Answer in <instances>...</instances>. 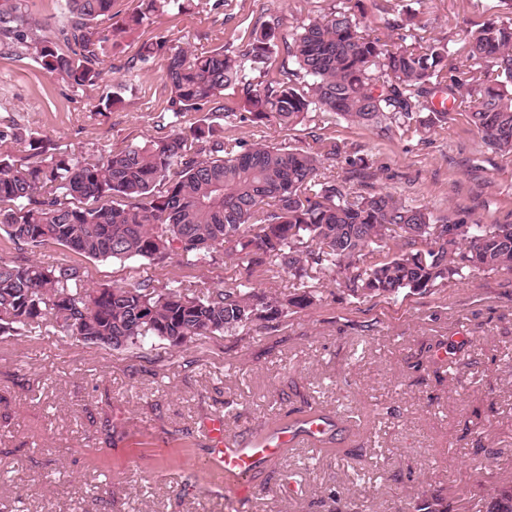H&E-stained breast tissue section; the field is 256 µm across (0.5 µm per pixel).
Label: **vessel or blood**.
Returning a JSON list of instances; mask_svg holds the SVG:
<instances>
[{
    "label": "vessel or blood",
    "mask_w": 512,
    "mask_h": 512,
    "mask_svg": "<svg viewBox=\"0 0 512 512\" xmlns=\"http://www.w3.org/2000/svg\"><path fill=\"white\" fill-rule=\"evenodd\" d=\"M326 428V421L316 415L306 418L299 428L283 429L242 445L225 436L222 419H214L207 425L211 439L209 465L213 470L223 472L225 476L241 478L255 468L277 458L282 449L294 447L306 441H318Z\"/></svg>",
    "instance_id": "vessel-or-blood-1"
}]
</instances>
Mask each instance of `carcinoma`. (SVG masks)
I'll return each instance as SVG.
<instances>
[{
    "mask_svg": "<svg viewBox=\"0 0 512 512\" xmlns=\"http://www.w3.org/2000/svg\"><path fill=\"white\" fill-rule=\"evenodd\" d=\"M400 43L364 34L352 9L310 21L286 42L296 68L268 77L278 31L250 34L240 49L194 53L163 36L140 46L127 71L163 57L170 132L100 160L50 151L29 137L27 153H0V229L38 247L57 242L92 258L155 263L193 255L198 263L234 256L251 271L268 265L296 287L268 296L243 284L157 288L149 279L90 291L77 269L0 259V332L24 335L51 318L66 335L79 326L86 343L133 349L148 341L210 336L280 322L315 301L305 279L343 280L363 302L404 291L432 294L472 270L512 273V224H470L437 216L384 192L352 195L320 171L323 160L263 142L224 140V91L243 96L237 118L290 130L312 112H332L362 126L388 123L404 133L448 123L457 110L491 148L512 154V0H496L497 18L467 31L461 47L434 40L418 47L421 0L394 3ZM71 24L55 32L28 12L26 0H0V55L22 53L73 88L102 76L105 37L93 24L112 21V0H65ZM189 0H146L116 23L134 30L153 16L188 9ZM302 81H296V77ZM210 105V115L189 114ZM487 512H512V485L493 489ZM418 512H448L433 493Z\"/></svg>",
    "mask_w": 512,
    "mask_h": 512,
    "instance_id": "obj_1",
    "label": "carcinoma"
}]
</instances>
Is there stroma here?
<instances>
[{
  "mask_svg": "<svg viewBox=\"0 0 512 512\" xmlns=\"http://www.w3.org/2000/svg\"><path fill=\"white\" fill-rule=\"evenodd\" d=\"M349 0H192L187 11L113 33L110 71L73 89L32 58L0 55V130L48 140L97 160L160 136L169 91L160 65L123 64L157 36L196 53L240 47L251 31L281 35ZM493 0H424L427 40L460 43L467 23L495 18ZM121 98L99 113L105 96ZM224 133L242 142L339 153L327 173L352 193L382 190L434 214L512 224V155L485 146L465 114L428 134L358 126L330 113L283 130L236 117ZM365 160L355 169L350 158ZM0 257L78 269L90 289L151 279L196 291L232 280L274 296L287 273L246 275L236 260L175 257L159 264L88 257L49 241L15 243L0 230ZM316 304L279 325L239 328L173 345L145 359L64 337L50 321L0 335V512H415L433 493L451 512H480L494 487L512 485V273L477 271L429 294L356 303L321 278ZM310 403L339 417L343 456L284 449L242 480L248 503L208 466L205 424L244 442L289 424ZM111 421V444L101 426Z\"/></svg>",
  "mask_w": 512,
  "mask_h": 512,
  "instance_id": "35a3bbf8",
  "label": "stroma"
}]
</instances>
